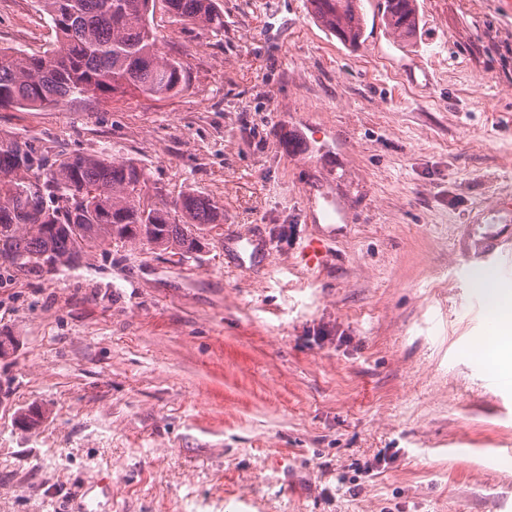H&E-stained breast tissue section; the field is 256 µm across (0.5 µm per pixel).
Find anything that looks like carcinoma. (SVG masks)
I'll list each match as a JSON object with an SVG mask.
<instances>
[{
  "mask_svg": "<svg viewBox=\"0 0 512 512\" xmlns=\"http://www.w3.org/2000/svg\"><path fill=\"white\" fill-rule=\"evenodd\" d=\"M55 31L42 54L0 50V108L105 101L130 91L161 100L187 86L183 65L163 51L152 23L160 4L190 28L224 30L217 0H40ZM414 0H385L398 38L416 26ZM315 20L356 46L365 34L360 0H308ZM147 178L133 160L101 154L49 158L25 139L0 141V261L26 272L72 268L92 250L139 242L194 258L221 218L211 200L183 192L142 201Z\"/></svg>",
  "mask_w": 512,
  "mask_h": 512,
  "instance_id": "1",
  "label": "carcinoma"
}]
</instances>
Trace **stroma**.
I'll return each instance as SVG.
<instances>
[{"label":"stroma","instance_id":"obj_1","mask_svg":"<svg viewBox=\"0 0 512 512\" xmlns=\"http://www.w3.org/2000/svg\"><path fill=\"white\" fill-rule=\"evenodd\" d=\"M218 4V35L154 13L176 96L0 108L2 137L131 159L224 211L192 259L133 243L0 270V512H512V384L487 382L512 339L475 352L512 278L476 287L466 260L512 235L492 210L512 195V0H417L403 40L367 0L356 48L307 0ZM54 41L37 0H0L1 48ZM323 191L344 212L309 268ZM249 230L264 251H225Z\"/></svg>","mask_w":512,"mask_h":512}]
</instances>
